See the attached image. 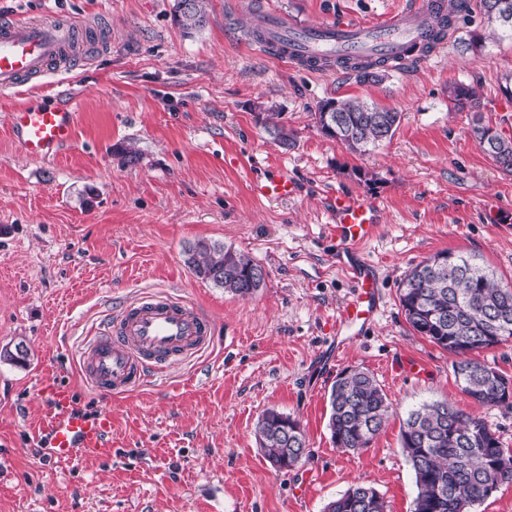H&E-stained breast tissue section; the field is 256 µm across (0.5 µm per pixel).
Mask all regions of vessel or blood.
<instances>
[{
  "mask_svg": "<svg viewBox=\"0 0 512 512\" xmlns=\"http://www.w3.org/2000/svg\"><path fill=\"white\" fill-rule=\"evenodd\" d=\"M447 13V0H413L406 10L375 23L339 19L305 25L273 12L262 21L264 36L254 38L253 44L311 72L327 71L339 57L380 60L399 68L413 60L407 52L410 45L423 48L428 56L446 47V39H432L431 30ZM73 37L69 19L1 18L0 92L60 74ZM11 123L25 152L37 159L53 156L73 138L71 113L56 106H20L12 112ZM252 191L271 201H285L297 193L284 175L256 180ZM331 215L328 230L349 260L355 283L332 326L338 336L336 346L343 349L359 339L353 326H371L382 303L375 269L358 254L359 247L376 235L378 219L372 203L346 193L333 198ZM213 344L214 329L207 316L169 294L150 293L124 305L98 327L83 351L81 374L97 392L122 397L138 391L150 374L162 372L167 364L186 360ZM51 399L54 412L38 447L60 461L111 455L110 411L88 414L76 409L69 390L61 387L52 388Z\"/></svg>",
  "mask_w": 512,
  "mask_h": 512,
  "instance_id": "obj_1",
  "label": "vessel or blood"
}]
</instances>
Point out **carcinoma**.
I'll use <instances>...</instances> for the list:
<instances>
[{"label": "carcinoma", "mask_w": 512, "mask_h": 512, "mask_svg": "<svg viewBox=\"0 0 512 512\" xmlns=\"http://www.w3.org/2000/svg\"><path fill=\"white\" fill-rule=\"evenodd\" d=\"M188 12L174 10L186 31L203 28L208 17L204 0H192ZM502 0H479L490 24L512 38V0L509 12ZM380 62L352 65L359 77L376 80ZM458 111L475 112L480 101L475 90L458 84L450 90ZM340 122L339 142L354 152H366L393 137L401 116L387 108L357 100H327L316 112L324 127L325 112ZM482 151L498 166L512 170V139L479 122L472 127ZM193 274L240 298L254 294L265 281V271L249 255L207 241L187 252ZM400 306L407 323L420 335L455 357L452 370L462 391L483 407H512V377L479 361L473 353L512 339V285L473 259L439 252L413 266L405 275ZM329 428L336 447L359 452L368 447L390 414L388 397L375 377L361 368L341 372L332 387ZM255 436L267 459L295 467L305 455L307 440L300 423L275 409L258 418ZM400 448L410 464L417 487L413 512H476L492 490L512 484V450L480 417L470 416L446 401L424 403L410 410L399 430ZM326 512H386L384 498L370 485L351 486Z\"/></svg>", "instance_id": "1"}]
</instances>
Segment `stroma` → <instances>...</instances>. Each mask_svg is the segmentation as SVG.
I'll return each mask as SVG.
<instances>
[{
	"label": "stroma",
	"mask_w": 512,
	"mask_h": 512,
	"mask_svg": "<svg viewBox=\"0 0 512 512\" xmlns=\"http://www.w3.org/2000/svg\"><path fill=\"white\" fill-rule=\"evenodd\" d=\"M409 2L253 0L246 10L206 0V26L188 34L174 0H0V18L80 20L86 46L51 84L0 95V349L29 350L23 367L0 359V512H325L357 483L373 486L387 512H412L400 421L432 401L483 418L512 449V408L464 394L452 355L415 333L399 304L406 272L446 250L512 284V172L472 134L479 121L512 138V39L493 37L475 7L440 54L365 82L350 69L290 66L245 38L270 8L307 23H368ZM458 84L476 90L478 112L452 107ZM349 98L399 112L391 140L361 154L323 134L320 103ZM23 100L71 112L73 139L57 155L23 151L11 128ZM270 113L288 147L265 128ZM122 145L138 163H125ZM279 174L296 182L293 199L253 194V181ZM339 192L379 209L362 255L377 268L383 305L324 367L331 322L354 288L326 232ZM201 239L249 254L266 273L261 288L242 299L194 277L185 253ZM150 290L208 315L215 343L139 392L102 397L79 376L88 332ZM353 367L391 403L384 429L357 453L336 447L328 428L331 387ZM55 385L82 409H111V456L63 464L37 446ZM269 408L306 432L292 469L275 470L256 442Z\"/></svg>",
	"instance_id": "35a3bbf8"
}]
</instances>
